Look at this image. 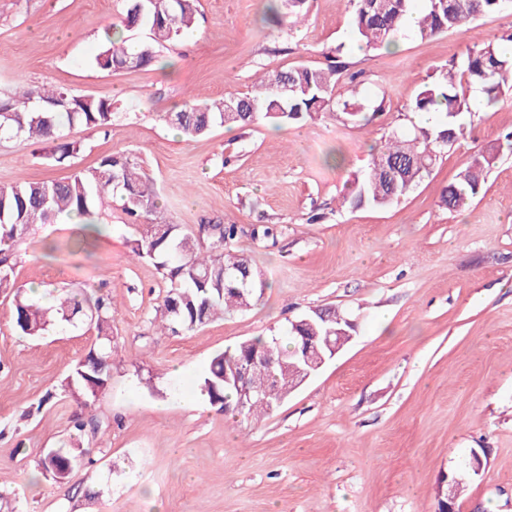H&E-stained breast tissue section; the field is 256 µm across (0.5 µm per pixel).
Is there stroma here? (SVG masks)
I'll return each instance as SVG.
<instances>
[{
	"mask_svg": "<svg viewBox=\"0 0 512 512\" xmlns=\"http://www.w3.org/2000/svg\"><path fill=\"white\" fill-rule=\"evenodd\" d=\"M266 6L198 0L189 37L148 67L110 72L90 59L123 0H0V90L48 84L114 102L109 132L68 130L82 148L66 166L1 138L0 185L133 152L186 229H279L232 244L265 282L252 306L174 336L154 320L164 279L130 258L143 227L117 203L98 204V232L80 247L70 221L34 226L16 286L111 292V378L82 407L63 384L96 349V330L21 335L0 294V512H433L443 476L457 472L468 476L460 512H512V99L467 117L431 174L390 206L343 201L371 147L410 131L406 106L434 68L512 29V16L360 53L346 0H308L292 28L266 22ZM339 44L357 76L340 93L384 99L368 125L328 112L187 140L162 118L188 100L247 92L263 71L326 66ZM478 149L496 156L482 189L448 210L441 191ZM329 306L353 321L351 341L273 413L247 421L201 395L216 352ZM80 416L98 428L77 438ZM74 441L83 463L67 482L38 473L48 449Z\"/></svg>",
	"mask_w": 512,
	"mask_h": 512,
	"instance_id": "1",
	"label": "stroma"
}]
</instances>
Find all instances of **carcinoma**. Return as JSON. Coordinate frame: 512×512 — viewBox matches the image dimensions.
I'll return each mask as SVG.
<instances>
[{
  "mask_svg": "<svg viewBox=\"0 0 512 512\" xmlns=\"http://www.w3.org/2000/svg\"><path fill=\"white\" fill-rule=\"evenodd\" d=\"M122 22L128 27L142 26L150 31L151 41L130 45L115 35L106 36L93 64L116 71L143 67L154 59V47L175 42L195 24L198 0H126ZM354 42L367 49H387L407 29V19L416 14L415 32L435 37L461 32L467 23L491 14L512 12V0H348ZM306 0H271L267 16L279 25H296L305 16ZM512 43V31L484 38L467 47L461 67L451 66L435 72L432 80L418 90L408 111L439 114L434 125H425L410 134L393 133L384 144L371 148V159L361 178L354 183L350 204L355 207L386 206L406 195L434 168L441 153L463 135L464 117L482 104H495L512 97V56L501 52L504 43ZM343 46L328 56L325 67L304 65L274 70L258 77L251 90L214 103L186 101L165 120L188 138L211 133L218 127H246L265 122L275 126L313 118L323 112L342 111L364 123L383 109L384 99H375L372 114L358 111L356 103L336 93L345 78L355 82L341 61ZM475 88L481 98L473 99L464 88ZM69 101L68 109L53 104ZM112 100L72 94L42 86H21L0 94V137L34 140L55 163L63 165L80 151V144L67 139L66 130L77 125L108 131L112 128ZM495 155L480 151L469 157L441 194L448 210H457L476 197L484 183V173ZM119 194L121 210L134 221L146 224V230L133 240L131 253L138 260L150 261L167 283L157 320L172 334L196 330L226 311L251 305L256 289L263 281L250 261L232 249L243 230L235 224H202L197 232L184 230L159 210L155 201V182L134 154L102 157L97 165L69 176L43 181L21 180L0 186V292L12 293L16 327L29 336H41L50 326H95L98 348L78 361L67 376L65 390L93 397L110 379L112 361V297L105 294L61 292L58 303L42 307L28 293L15 286L14 270L19 263L17 246L37 224H55L58 219L76 215L84 225L94 223L95 202ZM341 315L334 308L315 309L299 322L306 333L326 335L336 328ZM265 347L275 349L289 362L296 342L275 341V337L257 336L216 354L201 384L212 405L235 404L236 389L224 382V376L254 369L251 353ZM293 383L291 373L279 370L264 374L259 387L261 398L245 404L237 415L249 419L268 415L287 396ZM73 467L83 463L80 455L67 448L56 449L51 457L44 453L38 469L52 479L64 482Z\"/></svg>",
  "mask_w": 512,
  "mask_h": 512,
  "instance_id": "1",
  "label": "carcinoma"
}]
</instances>
